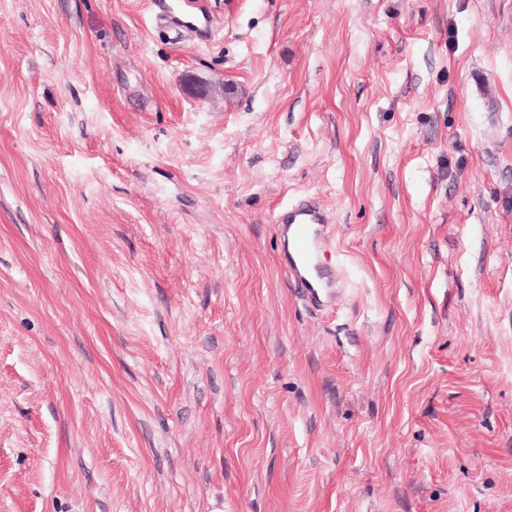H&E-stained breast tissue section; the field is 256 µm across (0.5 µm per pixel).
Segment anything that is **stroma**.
<instances>
[{"mask_svg": "<svg viewBox=\"0 0 512 512\" xmlns=\"http://www.w3.org/2000/svg\"><path fill=\"white\" fill-rule=\"evenodd\" d=\"M171 4L0 0V512H512V0ZM275 224L284 243L283 266L288 279L308 307L326 308L339 271L321 262V254L329 247L324 210L310 198L300 199L281 207Z\"/></svg>", "mask_w": 512, "mask_h": 512, "instance_id": "35a3bbf8", "label": "stroma"}]
</instances>
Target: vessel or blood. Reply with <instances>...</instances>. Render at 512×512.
Returning <instances> with one entry per match:
<instances>
[{
	"mask_svg": "<svg viewBox=\"0 0 512 512\" xmlns=\"http://www.w3.org/2000/svg\"><path fill=\"white\" fill-rule=\"evenodd\" d=\"M275 224L284 243L283 266L289 280L308 307L326 308L339 271L321 262L329 246L324 210L312 199H300L281 207Z\"/></svg>",
	"mask_w": 512,
	"mask_h": 512,
	"instance_id": "vessel-or-blood-1",
	"label": "vessel or blood"
}]
</instances>
